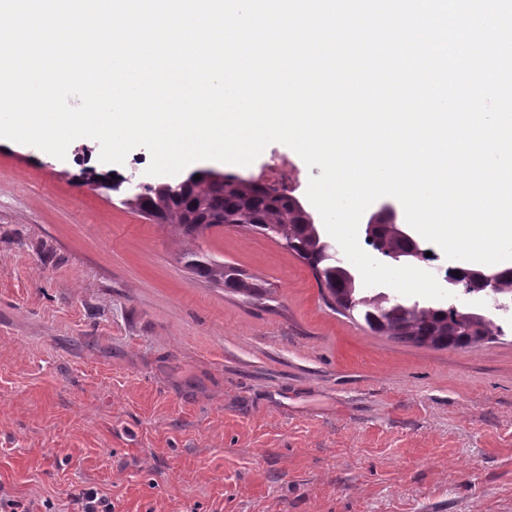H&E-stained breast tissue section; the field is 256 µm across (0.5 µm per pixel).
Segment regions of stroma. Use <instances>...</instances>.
<instances>
[{
  "label": "stroma",
  "instance_id": "stroma-1",
  "mask_svg": "<svg viewBox=\"0 0 512 512\" xmlns=\"http://www.w3.org/2000/svg\"><path fill=\"white\" fill-rule=\"evenodd\" d=\"M307 167L274 142L242 170ZM146 148L65 159L0 139V492L52 512H512V333L438 350L334 311L278 239L194 247L256 276L195 277L171 227L87 183L145 179ZM73 502L76 512H112V502L93 488L75 493Z\"/></svg>",
  "mask_w": 512,
  "mask_h": 512
}]
</instances>
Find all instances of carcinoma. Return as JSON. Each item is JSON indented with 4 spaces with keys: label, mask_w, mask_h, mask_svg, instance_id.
Here are the masks:
<instances>
[{
    "label": "carcinoma",
    "mask_w": 512,
    "mask_h": 512,
    "mask_svg": "<svg viewBox=\"0 0 512 512\" xmlns=\"http://www.w3.org/2000/svg\"><path fill=\"white\" fill-rule=\"evenodd\" d=\"M174 192L166 184H151L129 207L151 212L159 223L167 224L185 237L198 239L214 227L212 218L226 224L250 227L284 241L288 251L303 260L315 273L321 292L335 310L350 317L357 315L373 332L392 339L434 349L467 350L488 343L505 330L498 323L495 301H512V268L501 270L493 293L471 271L460 272L471 296H488V304L473 317V310L429 303L392 301L383 292L372 293L357 279H350L349 268L337 257L333 246L322 235L311 213L297 199L276 193L262 183L233 174L216 182L205 170ZM378 254L390 258L402 247L399 239L384 233L368 242ZM188 266L197 276L224 285L246 298H264L266 288L245 271L210 260L198 251L185 252Z\"/></svg>",
    "instance_id": "obj_1"
}]
</instances>
